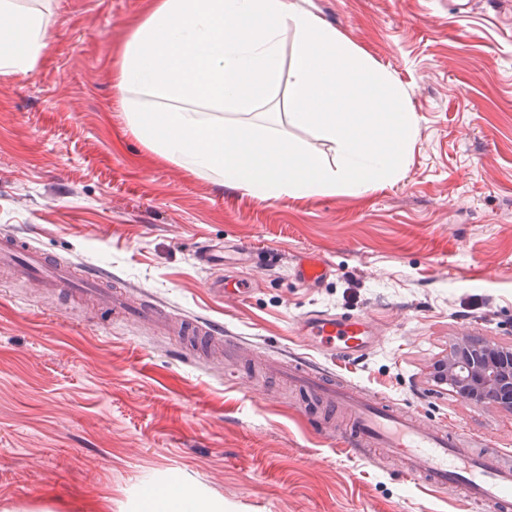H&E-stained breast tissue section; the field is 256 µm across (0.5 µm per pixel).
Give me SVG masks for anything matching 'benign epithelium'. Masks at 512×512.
I'll return each instance as SVG.
<instances>
[{
  "mask_svg": "<svg viewBox=\"0 0 512 512\" xmlns=\"http://www.w3.org/2000/svg\"><path fill=\"white\" fill-rule=\"evenodd\" d=\"M433 380L469 404L512 411V344L462 336L434 363Z\"/></svg>",
  "mask_w": 512,
  "mask_h": 512,
  "instance_id": "1",
  "label": "benign epithelium"
}]
</instances>
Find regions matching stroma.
Instances as JSON below:
<instances>
[{
  "label": "stroma",
  "instance_id": "35a3bbf8",
  "mask_svg": "<svg viewBox=\"0 0 512 512\" xmlns=\"http://www.w3.org/2000/svg\"><path fill=\"white\" fill-rule=\"evenodd\" d=\"M150 2L52 0L44 59L0 77V238L106 269L171 321L223 322L251 360L0 270V512H142L147 490L173 485L200 512H476L395 455L346 449L323 403L258 363L311 357L468 447L512 453V411L431 376L463 335L512 341V0H309L407 89L419 130L402 180L276 200L127 129L112 74ZM228 240L279 262H198ZM306 254L333 275L291 276ZM244 277L245 295L213 289ZM313 310L367 317L376 344L351 360L315 351L298 330Z\"/></svg>",
  "mask_w": 512,
  "mask_h": 512
}]
</instances>
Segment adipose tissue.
Segmentation results:
<instances>
[{
  "mask_svg": "<svg viewBox=\"0 0 512 512\" xmlns=\"http://www.w3.org/2000/svg\"><path fill=\"white\" fill-rule=\"evenodd\" d=\"M43 2L0 0L1 77L44 58ZM115 81L126 126L151 151L261 200L364 196L404 175L418 134L407 90L305 0H156ZM293 130L313 131L332 160Z\"/></svg>",
  "mask_w": 512,
  "mask_h": 512,
  "instance_id": "ef3b65f1",
  "label": "adipose tissue"
}]
</instances>
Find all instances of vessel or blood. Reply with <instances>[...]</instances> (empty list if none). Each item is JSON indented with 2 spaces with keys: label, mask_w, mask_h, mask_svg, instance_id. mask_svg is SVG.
Returning <instances> with one entry per match:
<instances>
[{
  "label": "vessel or blood",
  "mask_w": 512,
  "mask_h": 512,
  "mask_svg": "<svg viewBox=\"0 0 512 512\" xmlns=\"http://www.w3.org/2000/svg\"><path fill=\"white\" fill-rule=\"evenodd\" d=\"M0 264L13 266L18 275L36 280L48 288H77L110 306L118 316L136 315L161 323L166 317L158 304L131 309L122 289H108L106 270L89 271L76 264H63L45 255L23 239L0 243ZM293 276L317 285L332 271L326 263L300 259ZM305 334L317 350L330 356H363L376 341L369 322L362 316L342 318L326 311H315L302 321ZM184 333L211 339L223 337L225 345L235 337L223 336L221 326L207 321L186 322ZM271 370L281 371L302 382L347 415L342 440L350 448H389L408 463L407 474L416 481L434 487L453 486L485 512H512V466L500 464L495 457L474 458L457 448L447 431L426 426L415 418L396 413L388 404L366 398L358 390L336 384L332 373L300 357L271 359Z\"/></svg>",
  "instance_id": "b4317fda"
}]
</instances>
